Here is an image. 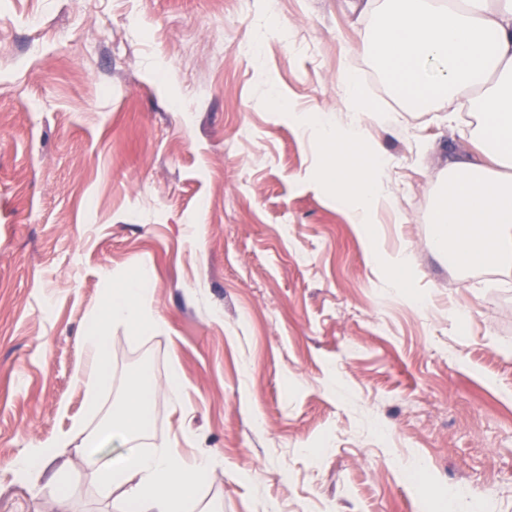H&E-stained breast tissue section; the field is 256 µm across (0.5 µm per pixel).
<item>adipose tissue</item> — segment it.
<instances>
[{"label":"adipose tissue","mask_w":512,"mask_h":512,"mask_svg":"<svg viewBox=\"0 0 512 512\" xmlns=\"http://www.w3.org/2000/svg\"><path fill=\"white\" fill-rule=\"evenodd\" d=\"M378 21L367 32V48L388 69L396 87L446 100L472 116L468 135L480 144L484 163L457 161L448 167V188L432 215L434 247L448 253L455 268L512 265V0H364ZM355 95L356 124L342 127L319 119L315 142L328 156L324 170L332 194L354 200L352 221L365 227L375 205L392 204L384 185L386 160L359 141L360 123L373 120L358 85L346 77ZM149 280L138 276L112 289L103 313L93 315L84 341L90 353L83 382L89 409L98 407V389L111 376L108 328L153 320ZM179 392V375L170 372L164 387L136 377L128 386L118 423L123 440L141 430L159 391ZM106 435L91 437L82 447L85 467L106 491L124 488L126 512H185L201 475L211 465L207 456L187 458L172 448L145 453L129 446L112 459L100 449ZM68 435L41 442L7 461L19 479L49 464Z\"/></svg>","instance_id":"1"}]
</instances>
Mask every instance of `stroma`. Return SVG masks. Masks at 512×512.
<instances>
[{"instance_id": "stroma-1", "label": "stroma", "mask_w": 512, "mask_h": 512, "mask_svg": "<svg viewBox=\"0 0 512 512\" xmlns=\"http://www.w3.org/2000/svg\"><path fill=\"white\" fill-rule=\"evenodd\" d=\"M370 25L347 0H0V460L82 414L89 317L141 272L157 322L109 327L84 430L130 378L178 369L138 443L214 456L189 512H448L457 486L512 512V267L432 251L473 145L447 102L395 92ZM349 73L381 106L362 138L397 203L366 229L305 123L354 120ZM82 441L28 483L0 469V512H119ZM412 264L411 254L405 250H402L395 255L391 256L388 265L392 272L391 286L392 288H403L404 285V274L408 271Z\"/></svg>"}]
</instances>
